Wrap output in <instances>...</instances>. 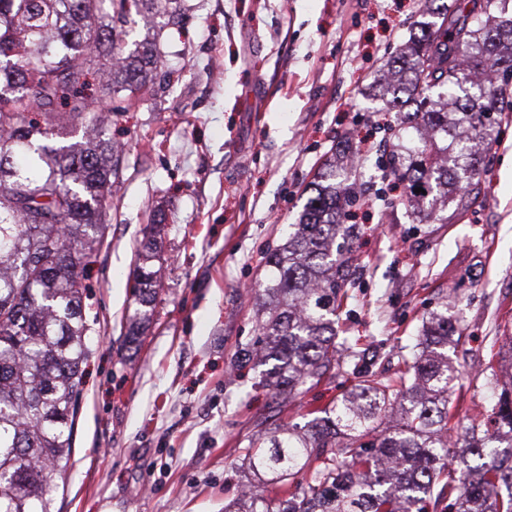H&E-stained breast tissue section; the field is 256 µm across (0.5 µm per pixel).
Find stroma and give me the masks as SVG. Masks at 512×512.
Masks as SVG:
<instances>
[{"instance_id":"1","label":"stroma","mask_w":512,"mask_h":512,"mask_svg":"<svg viewBox=\"0 0 512 512\" xmlns=\"http://www.w3.org/2000/svg\"><path fill=\"white\" fill-rule=\"evenodd\" d=\"M160 52L173 76L112 125L123 179L92 291L73 451L55 512H224L250 481L244 450L260 427L304 424L356 382L350 370L274 401L264 366L242 357L260 337L252 291L267 253L295 223L331 148L361 150L349 171L352 266L338 338L382 379L438 302L465 328L458 429L479 423L484 378L512 336V120L502 122L481 192L438 220L384 210L375 126L394 119L372 87L419 18L420 0H189ZM162 227L153 318L138 343L132 269L147 227Z\"/></svg>"}]
</instances>
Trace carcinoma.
I'll list each match as a JSON object with an SVG mask.
<instances>
[{
  "mask_svg": "<svg viewBox=\"0 0 512 512\" xmlns=\"http://www.w3.org/2000/svg\"><path fill=\"white\" fill-rule=\"evenodd\" d=\"M419 33L379 77L406 120L378 160L387 208L469 207L498 140L496 117L512 112L509 0H421ZM179 23L186 0H0V512H53V479L69 463L82 364L90 349L81 265L104 242L122 179L112 116L144 89L162 55L157 41L127 56L122 26L134 5ZM96 75L108 109L87 94ZM81 140L58 145L67 126ZM336 164L320 174L298 221L266 257L258 346L272 396L290 402L308 382L346 363L336 343L351 264L350 186ZM422 192L417 193L415 189ZM149 227L133 268L131 345L152 320L161 259ZM53 251L54 260H45ZM462 328L448 304L430 313L407 370L378 380L358 360V383L302 430L278 426L245 449L262 484L224 512H512V375L486 383L497 397L481 426L463 435L475 465L457 463L448 392L457 370L448 344ZM310 479L296 477L304 470Z\"/></svg>",
  "mask_w": 512,
  "mask_h": 512,
  "instance_id": "1",
  "label": "carcinoma"
}]
</instances>
